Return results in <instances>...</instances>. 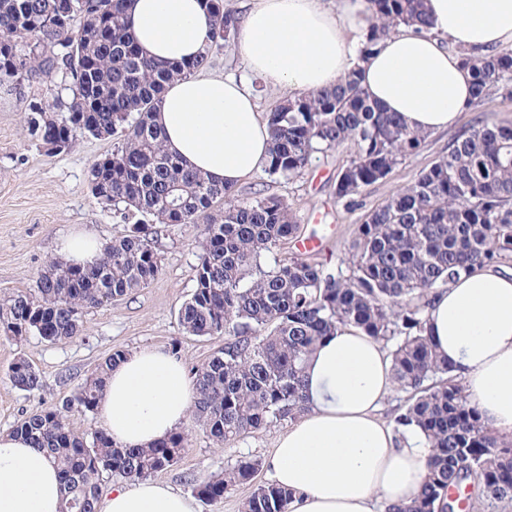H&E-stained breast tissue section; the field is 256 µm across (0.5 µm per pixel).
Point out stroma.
Returning a JSON list of instances; mask_svg holds the SVG:
<instances>
[{
    "label": "stroma",
    "mask_w": 512,
    "mask_h": 512,
    "mask_svg": "<svg viewBox=\"0 0 512 512\" xmlns=\"http://www.w3.org/2000/svg\"><path fill=\"white\" fill-rule=\"evenodd\" d=\"M44 89L39 78L0 80V300L35 288L44 265L55 256L59 236L80 227L107 242L125 230L93 197L87 181L91 164L112 152L113 139L83 137L66 153L46 154L26 123L28 100ZM511 116L512 96L492 92L481 106L465 110L455 126L427 135L421 149L401 158L387 178L365 186L355 206L336 196L337 175L354 153L348 143L321 155L293 180H274L262 173L238 186L236 192L246 199L261 188L286 200L302 235L314 234L324 242L322 250L308 252V259L344 265L354 229L368 210L446 156L454 141L478 122H501ZM157 230L162 255L158 277L112 305L87 311L83 330L73 341L51 344L37 336L13 340L0 334L1 432L11 431L22 412L73 399L81 383L113 351L168 350L176 345L185 366L192 367L223 347V337L188 335L177 319L179 308L194 289L201 225L161 224ZM20 358L37 371V390L26 392L12 385L8 371ZM180 430L188 438L180 461L155 478L189 496L194 484L239 457L267 461L285 427L278 424L222 446L196 415H189Z\"/></svg>",
    "instance_id": "obj_1"
}]
</instances>
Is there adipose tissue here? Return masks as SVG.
<instances>
[{"instance_id": "ef3b65f1", "label": "adipose tissue", "mask_w": 512, "mask_h": 512, "mask_svg": "<svg viewBox=\"0 0 512 512\" xmlns=\"http://www.w3.org/2000/svg\"><path fill=\"white\" fill-rule=\"evenodd\" d=\"M431 32L400 26L357 62L369 0H250L235 35L240 76L196 72L176 79L154 116L165 149L210 180L238 186L270 160L257 85L284 97L335 87L353 66L386 111L422 133L453 127L473 95L464 50L512 48V0H425ZM143 55L192 60L213 42L207 0H127ZM101 243L78 231L60 238L67 263L94 264ZM426 328L463 380L485 426L512 437V268L460 274L430 301ZM397 384L379 340L343 327L322 338L305 369L307 409L277 440L273 483L292 492L288 512H388L419 493L430 453L420 435L400 441L380 415ZM181 359L140 348L114 364L97 410L110 437L148 448L174 433L194 404ZM57 468L29 440L0 433V512H59ZM98 512H197L192 498L147 478L102 491Z\"/></svg>"}]
</instances>
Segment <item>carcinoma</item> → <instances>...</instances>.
I'll list each match as a JSON object with an SVG mask.
<instances>
[{
	"mask_svg": "<svg viewBox=\"0 0 512 512\" xmlns=\"http://www.w3.org/2000/svg\"><path fill=\"white\" fill-rule=\"evenodd\" d=\"M214 42L193 61L142 54L126 20V0H0V77L40 73L52 101L27 104L31 135L55 133L69 151L82 137L114 138L112 153L88 172L92 195L126 224L99 261L76 267L51 261L36 288L0 303V326L21 339L66 343L82 331L88 309L144 288L162 269L154 224H204L195 285L178 311L182 331L222 336L224 347L194 368V409L218 443L234 441L306 410L307 357L342 326L392 345L398 389L409 394L395 415L432 448L424 486L411 503L388 512H456L451 486L471 487L470 507H512V440L485 427L464 386L426 335L430 298L455 275L478 265L512 262V123H485L460 137L448 154L357 225L349 273L300 254L279 255L299 238L288 204L262 190L238 200L235 188L191 171L165 152L153 114L177 77L210 65L213 52L235 38L239 17L224 0H208ZM372 21L358 59L370 55L399 25L432 26L424 0H370ZM473 98L512 93V50L467 55ZM271 157L266 173L292 180L319 154L347 142L355 154L336 181V197L353 200L416 153L426 135L384 111L361 87L357 69L327 90L287 98L268 114ZM224 209H217L218 204ZM107 357L64 407H40L11 430L47 453L62 481L60 512H96L107 472L136 481L175 465L186 437L175 432L150 448H124L104 432L86 438L68 413L96 409ZM14 387L31 392L39 375L24 358L10 371ZM261 462L242 457L195 485L218 500L251 481ZM292 493L257 486L242 512H287Z\"/></svg>",
	"mask_w": 512,
	"mask_h": 512,
	"instance_id": "obj_1",
	"label": "carcinoma"
}]
</instances>
